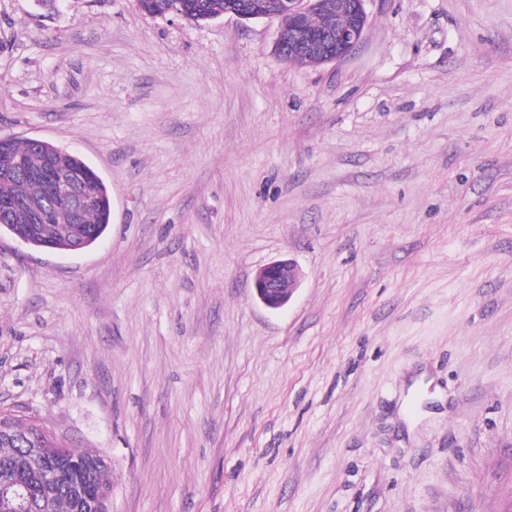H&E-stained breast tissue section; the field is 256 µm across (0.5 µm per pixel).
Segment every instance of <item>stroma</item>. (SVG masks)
<instances>
[{
    "label": "stroma",
    "instance_id": "obj_1",
    "mask_svg": "<svg viewBox=\"0 0 512 512\" xmlns=\"http://www.w3.org/2000/svg\"><path fill=\"white\" fill-rule=\"evenodd\" d=\"M365 10L298 67L271 19L0 0V138L112 198L80 253L0 232V411L112 512H512V0ZM56 152L58 155H63V160L67 163L69 168L81 174L89 182H92V176L98 177L99 179V201L87 210L84 215L82 225L88 231L93 232V244L103 237L108 224H110L111 221V201L108 190L102 178L79 156L70 152ZM303 279L304 273L292 261L273 262L257 270L255 292L267 308L281 309L293 299ZM71 454L94 468L97 484L112 489V468H102L98 463V457L102 456L94 451H75L70 449Z\"/></svg>",
    "mask_w": 512,
    "mask_h": 512
}]
</instances>
